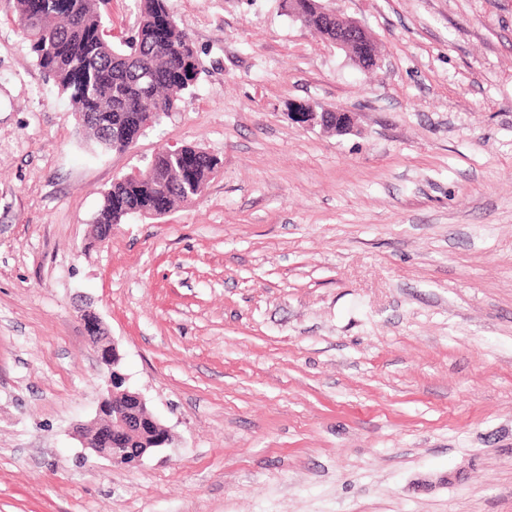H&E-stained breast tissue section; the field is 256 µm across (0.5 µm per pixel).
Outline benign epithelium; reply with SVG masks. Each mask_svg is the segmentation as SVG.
Wrapping results in <instances>:
<instances>
[{
	"mask_svg": "<svg viewBox=\"0 0 512 512\" xmlns=\"http://www.w3.org/2000/svg\"><path fill=\"white\" fill-rule=\"evenodd\" d=\"M288 119L305 128H320L338 135L353 130V113L343 108L331 110L336 115L332 122L324 112L317 111L311 102H293ZM169 213L167 197L155 194L148 205L137 210L141 216H161ZM88 335L98 348L100 360L109 368L105 388L99 402L94 429L78 434L84 447L114 464L136 466L143 457L166 447L172 442L170 429L147 408L144 396L126 387V376L120 370L122 355L117 346L109 342L100 317L92 311H82Z\"/></svg>",
	"mask_w": 512,
	"mask_h": 512,
	"instance_id": "benign-epithelium-1",
	"label": "benign epithelium"
}]
</instances>
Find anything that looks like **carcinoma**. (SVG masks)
Here are the masks:
<instances>
[{
  "label": "carcinoma",
  "mask_w": 512,
  "mask_h": 512,
  "mask_svg": "<svg viewBox=\"0 0 512 512\" xmlns=\"http://www.w3.org/2000/svg\"><path fill=\"white\" fill-rule=\"evenodd\" d=\"M105 2L47 0L36 19L28 13V0H16V7L36 64L68 95L79 127L97 149L120 151L144 133L127 125L126 117L139 113L158 124L174 110L178 95L194 87L200 62L190 38L174 22L168 46L152 42V22L168 12L167 0H137L135 32L118 44L107 38ZM302 24L320 37H336V19L320 11L305 12ZM183 152L193 158L194 182L182 177L166 150L157 152L148 174L114 182L104 192L92 220L96 235L108 236L112 225L129 217L127 210L142 206L155 191L168 193L173 206L198 196L216 173L218 160L192 145L183 146Z\"/></svg>",
  "instance_id": "1"
}]
</instances>
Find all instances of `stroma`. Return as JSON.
I'll return each mask as SVG.
<instances>
[{
    "mask_svg": "<svg viewBox=\"0 0 512 512\" xmlns=\"http://www.w3.org/2000/svg\"><path fill=\"white\" fill-rule=\"evenodd\" d=\"M168 0L202 72L100 151L0 0V512H512V0ZM355 114L346 135L287 116ZM192 144L197 198L92 245L112 182ZM117 344L171 446L83 448ZM301 22V21H300ZM338 22H343L340 26L341 31L351 30V31H364L365 28L355 19L350 17H345L336 13V17L330 19V17L320 11L311 10L305 12L304 20L301 22L306 28H308L312 33L323 37V38H336V40L329 41L335 44L337 47L347 50L351 60L357 66H361L357 63L356 57H360L361 48L359 46V42L356 37H354L351 33L349 45L344 42L342 38H340V32L336 29V24Z\"/></svg>",
    "mask_w": 512,
    "mask_h": 512,
    "instance_id": "obj_1",
    "label": "stroma"
}]
</instances>
